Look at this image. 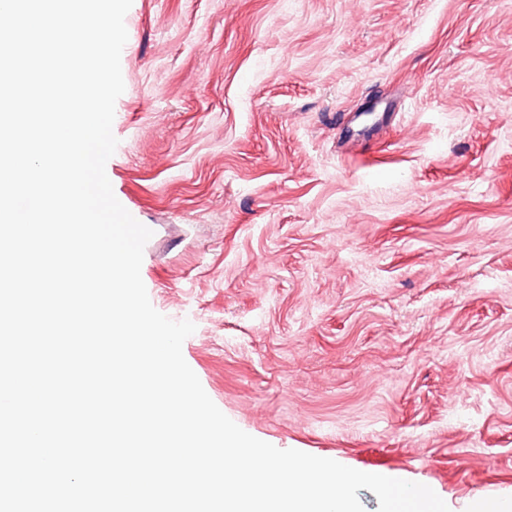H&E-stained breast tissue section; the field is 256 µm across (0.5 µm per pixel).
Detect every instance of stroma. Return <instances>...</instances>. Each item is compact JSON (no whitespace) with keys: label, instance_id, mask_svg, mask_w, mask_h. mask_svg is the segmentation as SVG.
<instances>
[{"label":"stroma","instance_id":"1","mask_svg":"<svg viewBox=\"0 0 512 512\" xmlns=\"http://www.w3.org/2000/svg\"><path fill=\"white\" fill-rule=\"evenodd\" d=\"M106 168L246 433L512 501V0H133Z\"/></svg>","mask_w":512,"mask_h":512}]
</instances>
